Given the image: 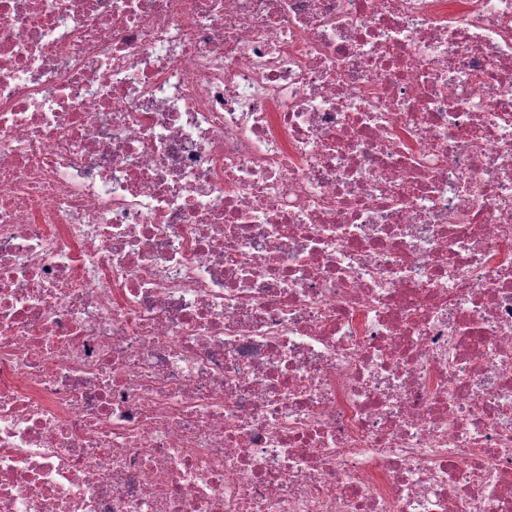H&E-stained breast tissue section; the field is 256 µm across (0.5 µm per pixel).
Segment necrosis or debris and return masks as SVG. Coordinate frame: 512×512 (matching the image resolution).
I'll return each instance as SVG.
<instances>
[{
    "instance_id": "4bbe7bcc",
    "label": "necrosis or debris",
    "mask_w": 512,
    "mask_h": 512,
    "mask_svg": "<svg viewBox=\"0 0 512 512\" xmlns=\"http://www.w3.org/2000/svg\"><path fill=\"white\" fill-rule=\"evenodd\" d=\"M0 512H512V0H0Z\"/></svg>"
}]
</instances>
